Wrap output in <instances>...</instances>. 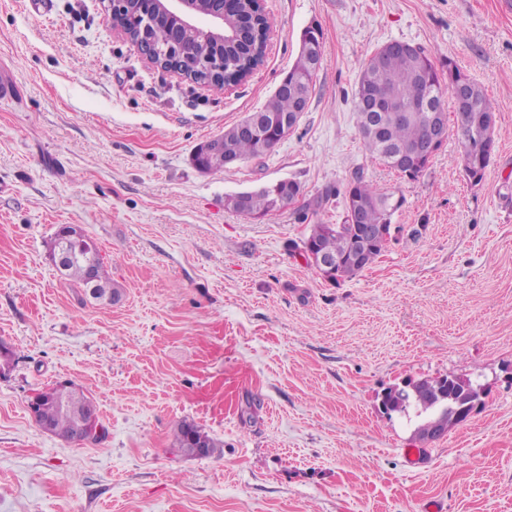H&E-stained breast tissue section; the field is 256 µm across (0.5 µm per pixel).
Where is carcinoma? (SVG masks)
I'll use <instances>...</instances> for the list:
<instances>
[{
  "instance_id": "obj_1",
  "label": "carcinoma",
  "mask_w": 512,
  "mask_h": 512,
  "mask_svg": "<svg viewBox=\"0 0 512 512\" xmlns=\"http://www.w3.org/2000/svg\"><path fill=\"white\" fill-rule=\"evenodd\" d=\"M224 26L236 30L237 36L222 45L214 39L203 37L196 28L182 30L181 39L190 53L197 56L224 55V72L215 76L198 73L195 80L216 84L238 83L263 63L265 16L259 0H237L232 12L225 18ZM321 59L320 32L310 27L302 36L301 50L295 64L284 76V80L288 81V90L274 92L264 107L256 111L262 121L285 116L295 110L299 99L310 98ZM461 75L463 72L453 61H448V84L443 86L439 81L438 69L423 47L418 46L412 52L384 46L377 48L363 64L353 96L359 133L369 158L386 166L394 154L421 140L426 133L425 103L432 100L436 105L445 107L446 100L452 97L449 83ZM470 97L472 109L469 113L456 114V134L463 151L470 153L484 170L491 160L489 146L493 142V131L486 127L478 128L477 115L488 116L494 113V109L481 86L473 80L470 81ZM221 137L224 147L232 150L242 162L261 158L277 145V140L263 139L257 131H244L237 123L224 128ZM348 189L363 205L362 223L338 224L332 233L326 231V225L314 224L307 237L328 256L354 252V259L332 279L334 283L357 276L375 261L384 246L370 241L364 230L365 225L387 224L403 206L398 201L397 191L366 180L361 169L347 182L327 190L325 197H339ZM292 194L290 190L277 198L270 191L254 193L243 203L238 195L231 194L225 196L224 206L244 216H266L287 208ZM90 256L95 257L97 262L96 288L121 296L120 290L112 286V280L103 268L99 248L93 242L90 248L77 255L62 276L88 288L86 258ZM458 387L457 380H448L447 397L440 398L433 393L431 383L415 382L409 389H400L401 396L398 398L392 397L389 390L384 392L382 408L386 414L406 413L413 409L422 418L423 425L439 417L449 420L461 395ZM59 396L60 392L55 387L39 394L38 420L48 423L55 436L67 441L79 437L80 420L78 416L59 409ZM198 443L204 445L208 456L218 448L214 439L199 426L182 422L174 434L175 447L190 456L192 448Z\"/></svg>"
}]
</instances>
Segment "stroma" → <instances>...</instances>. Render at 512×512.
Here are the masks:
<instances>
[{
    "instance_id": "obj_1",
    "label": "stroma",
    "mask_w": 512,
    "mask_h": 512,
    "mask_svg": "<svg viewBox=\"0 0 512 512\" xmlns=\"http://www.w3.org/2000/svg\"><path fill=\"white\" fill-rule=\"evenodd\" d=\"M263 65L233 90L154 67L99 0H0V512H512V0H265ZM318 28L322 64L298 127L262 158L202 172L192 154L262 108ZM393 40L454 61L495 108L494 149L471 183L449 134L419 179L372 162L353 93ZM405 198L356 277L303 256L324 201L261 219L224 197L279 180L307 196L356 168ZM62 225L98 246L108 305L52 265ZM456 376L481 405L438 440L385 414V391ZM68 381L105 430L67 442L32 418ZM220 448L174 447L182 422ZM428 462L411 469L404 451Z\"/></svg>"
}]
</instances>
